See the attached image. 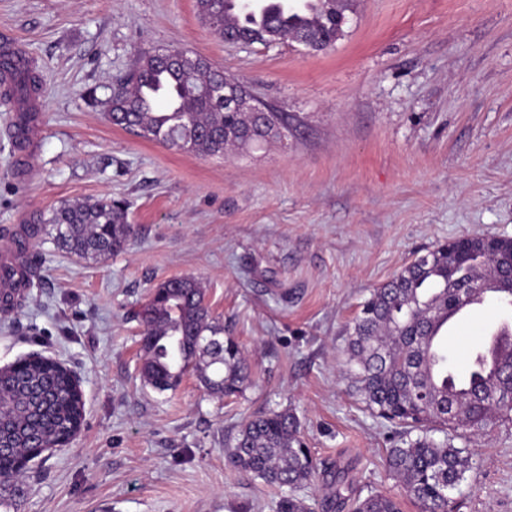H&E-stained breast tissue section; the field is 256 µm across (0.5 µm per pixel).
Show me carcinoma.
Segmentation results:
<instances>
[{
  "label": "carcinoma",
  "mask_w": 512,
  "mask_h": 512,
  "mask_svg": "<svg viewBox=\"0 0 512 512\" xmlns=\"http://www.w3.org/2000/svg\"><path fill=\"white\" fill-rule=\"evenodd\" d=\"M284 0H265L275 15L269 25L255 19L249 0H197L198 14L219 36L234 30L262 44L270 32L278 40H307L320 49L335 44L336 17L351 0H304L301 10L282 9ZM1 54L14 64L0 68L4 94L27 99L39 78L20 49ZM225 82L239 95L244 85L208 60L186 53L183 62H162L144 52L126 78L109 87L112 124L148 141L202 157L224 151L245 153L282 137L286 112H226L209 87ZM54 239L66 253L94 263L122 251L133 234L125 204L110 197L65 204L52 211ZM500 292L512 307V244L492 235L462 236L408 263L366 299L349 328L346 366L358 400L371 414L404 428L400 444L388 449L385 467L419 512H454L451 493L471 468L468 446L455 439L478 435L497 423L512 422V328L497 347L501 370L484 373L477 357L466 363L465 377L448 371V351L440 343L431 353L427 329L464 295ZM140 316L146 330L140 375L154 391L175 390L196 371L206 388L231 396L243 391L247 365L239 344L223 337L224 325L204 303V291L191 277L169 279L153 288ZM0 507L15 495L18 451L57 443L76 429L83 403L69 378L51 362H28L0 377ZM443 437L437 439L434 433ZM226 462L235 470L289 493L276 512H311L297 491L317 470L300 424L290 411L271 410L243 424ZM350 512H400L391 497L372 492L355 497Z\"/></svg>",
  "instance_id": "obj_1"
}]
</instances>
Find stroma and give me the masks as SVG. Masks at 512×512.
Returning a JSON list of instances; mask_svg holds the SVG:
<instances>
[{
  "mask_svg": "<svg viewBox=\"0 0 512 512\" xmlns=\"http://www.w3.org/2000/svg\"><path fill=\"white\" fill-rule=\"evenodd\" d=\"M41 86L27 153L12 167L0 107V237L38 266L0 310V367L40 352L80 373L85 417L35 459L18 512H274L279 488L229 467L240 426L293 410L319 464L300 491L323 504L378 490L419 512L384 469L399 426L372 416L343 371L346 327L374 288L461 236L512 238V0H354L319 53L225 44L196 0H0V46ZM180 47L241 80L291 128L247 155L201 157L112 125L108 87L138 53ZM109 195L136 235L89 264L36 232L39 215ZM195 277L249 366L243 395L197 373L156 393L140 374L149 291ZM486 302L455 322L462 370L504 317ZM453 493L456 512H512V424L489 429Z\"/></svg>",
  "mask_w": 512,
  "mask_h": 512,
  "instance_id": "stroma-1",
  "label": "stroma"
}]
</instances>
